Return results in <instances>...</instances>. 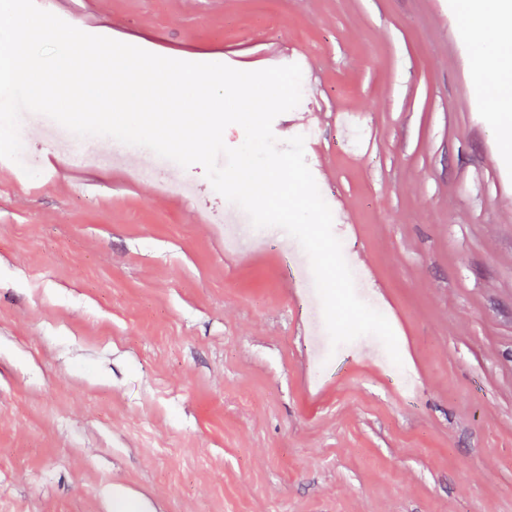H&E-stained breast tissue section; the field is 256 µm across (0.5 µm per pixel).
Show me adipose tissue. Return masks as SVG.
Returning a JSON list of instances; mask_svg holds the SVG:
<instances>
[{
	"label": "adipose tissue",
	"mask_w": 512,
	"mask_h": 512,
	"mask_svg": "<svg viewBox=\"0 0 512 512\" xmlns=\"http://www.w3.org/2000/svg\"><path fill=\"white\" fill-rule=\"evenodd\" d=\"M469 35L474 56L478 62V79L490 83L500 72L512 68V44L489 38L485 24L487 12L497 17L512 15V0H469Z\"/></svg>",
	"instance_id": "obj_1"
}]
</instances>
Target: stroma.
<instances>
[{"label": "stroma", "mask_w": 512, "mask_h": 512, "mask_svg": "<svg viewBox=\"0 0 512 512\" xmlns=\"http://www.w3.org/2000/svg\"><path fill=\"white\" fill-rule=\"evenodd\" d=\"M75 27L252 71L304 55L308 166L413 392L326 335L307 254L224 248L201 165L0 167V512H512V147L452 0H62ZM186 187L164 193L159 180Z\"/></svg>", "instance_id": "35a3bbf8"}]
</instances>
